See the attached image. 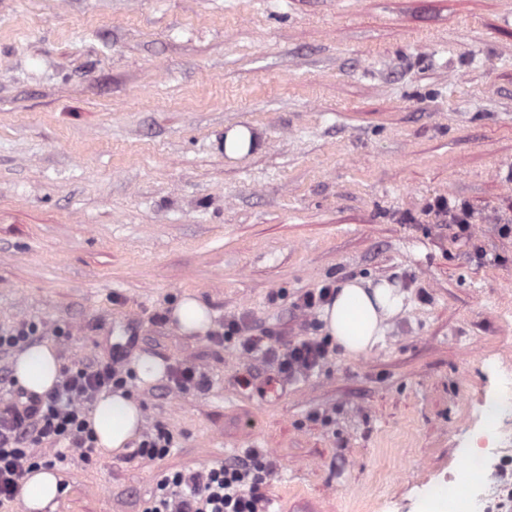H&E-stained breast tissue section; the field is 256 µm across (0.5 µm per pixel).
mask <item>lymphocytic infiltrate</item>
Masks as SVG:
<instances>
[{
  "mask_svg": "<svg viewBox=\"0 0 512 512\" xmlns=\"http://www.w3.org/2000/svg\"><path fill=\"white\" fill-rule=\"evenodd\" d=\"M238 336L248 354L262 352L283 380L314 371L335 355L325 340L303 338L285 349L264 346L262 337L240 336L227 323L213 331L216 343ZM127 377L117 359L63 366L56 386L44 394L30 393L8 380L0 390V506L15 500L24 476L34 469H51L70 454L86 462L99 450L86 420V408L101 392L126 387ZM274 461L253 448L217 467L175 471L163 475L143 512H270L263 492Z\"/></svg>",
  "mask_w": 512,
  "mask_h": 512,
  "instance_id": "obj_1",
  "label": "lymphocytic infiltrate"
}]
</instances>
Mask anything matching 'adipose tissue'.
<instances>
[{"label":"adipose tissue","mask_w":512,"mask_h":512,"mask_svg":"<svg viewBox=\"0 0 512 512\" xmlns=\"http://www.w3.org/2000/svg\"><path fill=\"white\" fill-rule=\"evenodd\" d=\"M403 296L388 284L371 285L360 277L341 282L320 320L322 332L351 358L367 356L382 342L389 319L398 315ZM61 362L49 344H33L12 359V376L31 393L51 390L60 377ZM512 410L502 395H488L482 408V425L457 450L459 458L478 451L481 441H492L499 420ZM88 420L102 452L123 453L137 440L143 425L138 401L122 393L103 394L93 403ZM57 471L39 469L26 475L21 492L23 512H46L59 496Z\"/></svg>","instance_id":"1"}]
</instances>
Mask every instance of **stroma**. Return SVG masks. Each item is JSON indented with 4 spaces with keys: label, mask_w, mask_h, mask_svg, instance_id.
Listing matches in <instances>:
<instances>
[{
    "label": "stroma",
    "mask_w": 512,
    "mask_h": 512,
    "mask_svg": "<svg viewBox=\"0 0 512 512\" xmlns=\"http://www.w3.org/2000/svg\"><path fill=\"white\" fill-rule=\"evenodd\" d=\"M235 125L263 149L227 157ZM511 172L512 0H0V328L210 379L131 382L175 447L70 456L55 512H141L163 474L247 448L277 462L272 512H411L512 385ZM355 277L401 315L288 383L168 319L191 295L317 338L296 299ZM168 382L179 391L190 388L202 389L207 384L205 374L193 366L172 367Z\"/></svg>",
    "instance_id": "obj_1"
}]
</instances>
